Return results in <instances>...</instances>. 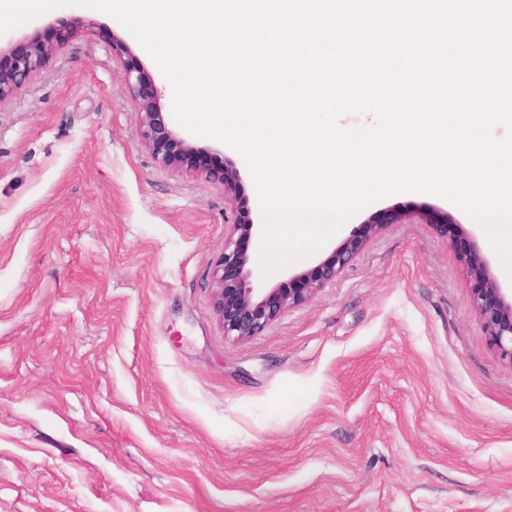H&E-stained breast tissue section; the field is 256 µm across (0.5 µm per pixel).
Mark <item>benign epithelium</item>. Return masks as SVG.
Listing matches in <instances>:
<instances>
[{"instance_id": "obj_1", "label": "benign epithelium", "mask_w": 512, "mask_h": 512, "mask_svg": "<svg viewBox=\"0 0 512 512\" xmlns=\"http://www.w3.org/2000/svg\"><path fill=\"white\" fill-rule=\"evenodd\" d=\"M27 49L13 55L10 66L0 69V101L25 85L53 55L57 45L37 35L26 38ZM125 83L130 99L140 115L137 135L142 143L161 156L162 162L173 164L193 155L192 148L169 128L156 104L151 77L135 64H126ZM179 146V153L170 146ZM207 178L224 188V196L237 197L240 175L233 165L206 170ZM383 229L381 224H364L349 234L331 254L309 271L296 275V288H273L261 295L254 293L247 246L257 231L250 213L233 210L229 233L224 237V252L216 262L213 279L214 308L224 335L247 340L278 320L287 310L310 302L326 284L348 267L366 242ZM467 276L474 282L470 301L493 352L512 367V295L508 296L492 273L484 256L472 248L460 256Z\"/></svg>"}]
</instances>
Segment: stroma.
Masks as SVG:
<instances>
[{
    "instance_id": "obj_1",
    "label": "stroma",
    "mask_w": 512,
    "mask_h": 512,
    "mask_svg": "<svg viewBox=\"0 0 512 512\" xmlns=\"http://www.w3.org/2000/svg\"><path fill=\"white\" fill-rule=\"evenodd\" d=\"M92 22L0 102V512H512V366L490 349L458 254L482 228L397 192L269 277L384 222L312 301L225 336L212 277L236 204L261 213L241 155L188 135L165 165L137 136L121 38L173 122V89L109 15L66 7L9 31ZM231 160L238 201L205 177Z\"/></svg>"
}]
</instances>
